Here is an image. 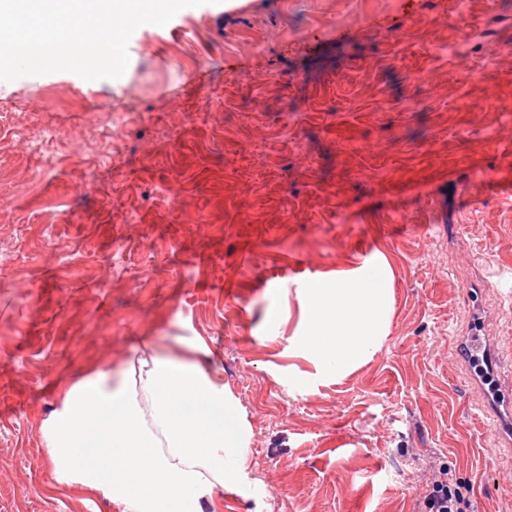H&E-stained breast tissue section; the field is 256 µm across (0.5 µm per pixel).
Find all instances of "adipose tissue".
<instances>
[{
  "instance_id": "adipose-tissue-1",
  "label": "adipose tissue",
  "mask_w": 512,
  "mask_h": 512,
  "mask_svg": "<svg viewBox=\"0 0 512 512\" xmlns=\"http://www.w3.org/2000/svg\"><path fill=\"white\" fill-rule=\"evenodd\" d=\"M392 268L385 256L358 273L323 275L298 289L300 355L324 378L368 362L387 336ZM201 340L172 350L136 347L124 365L94 366L57 391L42 425L54 480L119 512H223L237 490L251 427L238 400L200 360Z\"/></svg>"
}]
</instances>
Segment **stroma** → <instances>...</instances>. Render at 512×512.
<instances>
[{"instance_id":"obj_1","label":"stroma","mask_w":512,"mask_h":512,"mask_svg":"<svg viewBox=\"0 0 512 512\" xmlns=\"http://www.w3.org/2000/svg\"><path fill=\"white\" fill-rule=\"evenodd\" d=\"M128 53L0 82V512H117L55 483L42 422L63 379L178 337L252 426L223 512H418L440 468L512 512L457 349L482 329L512 368V0H210ZM378 253L389 334L320 379L296 290Z\"/></svg>"}]
</instances>
